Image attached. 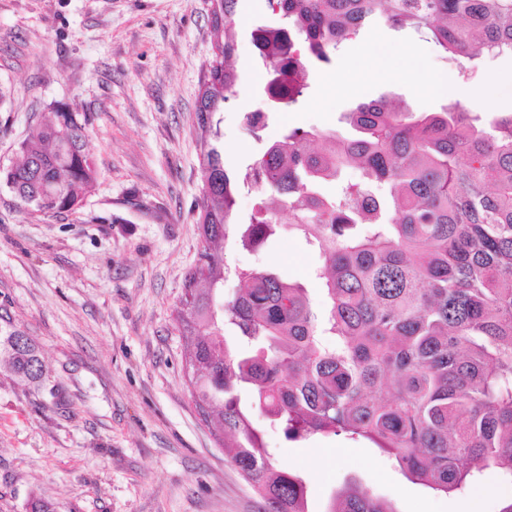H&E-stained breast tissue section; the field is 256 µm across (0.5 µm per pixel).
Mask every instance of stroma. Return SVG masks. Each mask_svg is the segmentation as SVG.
Instances as JSON below:
<instances>
[{
    "label": "stroma",
    "mask_w": 512,
    "mask_h": 512,
    "mask_svg": "<svg viewBox=\"0 0 512 512\" xmlns=\"http://www.w3.org/2000/svg\"><path fill=\"white\" fill-rule=\"evenodd\" d=\"M211 0H0V166L18 162L31 126L53 106L88 113L96 176L80 206L43 216L0 184V329L38 345L58 396L0 369V512H26L35 494L57 512H261L262 502L199 416L184 370L174 309L202 246L201 83L224 32ZM265 0H238L237 97L222 114L224 164L251 162L284 126L345 131L343 112L394 92L413 111L479 106L482 121L512 110V58L467 76L412 31L377 25L331 65L310 72L308 101L269 117L261 138L242 116L264 105L252 32L273 22ZM229 268L276 266L325 295L318 254L285 231L261 253L227 240ZM279 469L300 474L309 512H327L350 481L394 512H499L512 482L488 469L467 492L409 481L371 442H291L252 411Z\"/></svg>",
    "instance_id": "stroma-1"
}]
</instances>
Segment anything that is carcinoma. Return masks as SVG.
Listing matches in <instances>:
<instances>
[{
  "label": "carcinoma",
  "mask_w": 512,
  "mask_h": 512,
  "mask_svg": "<svg viewBox=\"0 0 512 512\" xmlns=\"http://www.w3.org/2000/svg\"><path fill=\"white\" fill-rule=\"evenodd\" d=\"M224 44L210 64L219 84L202 88V249L175 310L187 341L196 406L263 503L264 512H308L306 486L276 468L241 395L288 441L311 436L365 439L393 457L410 481L458 492L494 468L512 478V111L489 124L450 104L413 112L382 95L344 113L350 135L290 128L243 172L224 166L221 112L236 97L232 64L237 0H223ZM277 17L260 26L263 92L273 108L295 109L308 68L329 64L367 27L411 28L445 58L512 56V0H266ZM88 118L58 109L21 143L0 181L25 210L74 209L94 180L85 152ZM349 167L355 181L337 196L325 186ZM261 199L245 248L283 228L319 253L326 291L314 307L307 288L278 271L237 268L224 286V244L235 195ZM244 352L232 355L224 326ZM0 362L21 380L57 395L34 342ZM329 512H393L349 484Z\"/></svg>",
  "instance_id": "carcinoma-1"
}]
</instances>
